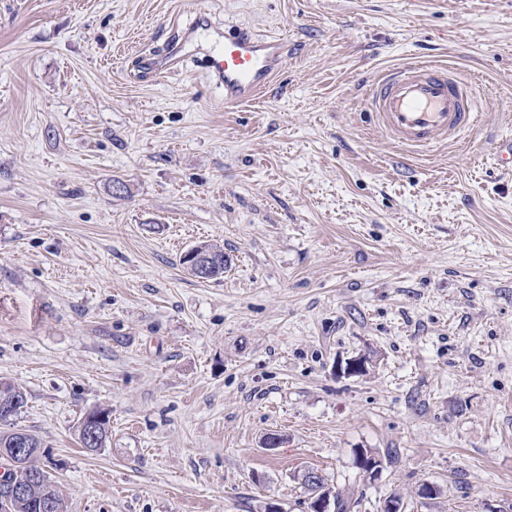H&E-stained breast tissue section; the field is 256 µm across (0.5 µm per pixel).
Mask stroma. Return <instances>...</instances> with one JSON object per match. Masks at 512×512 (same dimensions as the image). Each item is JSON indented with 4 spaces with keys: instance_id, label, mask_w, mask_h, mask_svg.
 Listing matches in <instances>:
<instances>
[{
    "instance_id": "stroma-1",
    "label": "stroma",
    "mask_w": 512,
    "mask_h": 512,
    "mask_svg": "<svg viewBox=\"0 0 512 512\" xmlns=\"http://www.w3.org/2000/svg\"><path fill=\"white\" fill-rule=\"evenodd\" d=\"M239 29L285 62L228 105L206 37ZM418 61L485 104L415 154L365 94ZM509 137L512 0H0V384L67 512H308L307 468L353 512H512ZM190 37V28L178 34L177 38H174L170 51L165 56L160 58H147L144 60V69L155 73V75H161L179 65L182 57L181 53L186 43L190 40ZM197 245L184 253L183 262L198 279L206 280L221 265L222 256L216 250Z\"/></svg>"
}]
</instances>
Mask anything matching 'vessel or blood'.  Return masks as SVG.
<instances>
[{
    "instance_id": "vessel-or-blood-1",
    "label": "vessel or blood",
    "mask_w": 512,
    "mask_h": 512,
    "mask_svg": "<svg viewBox=\"0 0 512 512\" xmlns=\"http://www.w3.org/2000/svg\"><path fill=\"white\" fill-rule=\"evenodd\" d=\"M190 37L187 30L178 34L165 56L144 60L145 69L160 75L179 65ZM283 45L279 37L245 29L225 34L209 65L211 77L224 89L225 102L255 101L282 67ZM368 104L394 142L422 150L472 129L482 99L469 81L449 69L418 62L378 77L370 86Z\"/></svg>"
}]
</instances>
